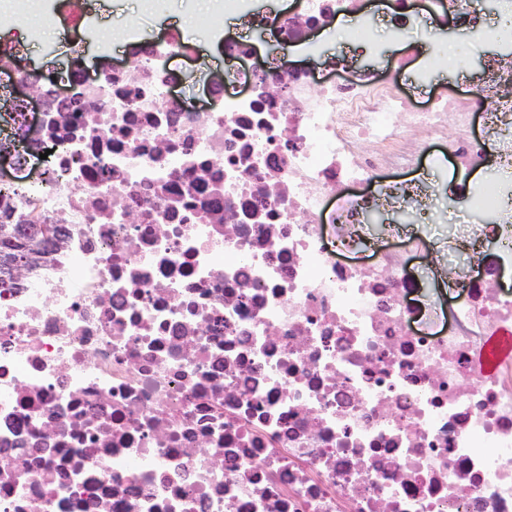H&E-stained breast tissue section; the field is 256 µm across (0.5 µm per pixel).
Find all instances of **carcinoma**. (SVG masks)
I'll return each mask as SVG.
<instances>
[{
    "label": "carcinoma",
    "instance_id": "1",
    "mask_svg": "<svg viewBox=\"0 0 512 512\" xmlns=\"http://www.w3.org/2000/svg\"><path fill=\"white\" fill-rule=\"evenodd\" d=\"M60 229L52 224L0 223V286L14 279L15 272L32 266L59 240Z\"/></svg>",
    "mask_w": 512,
    "mask_h": 512
}]
</instances>
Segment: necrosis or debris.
<instances>
[{"instance_id":"obj_1","label":"necrosis or debris","mask_w":512,"mask_h":512,"mask_svg":"<svg viewBox=\"0 0 512 512\" xmlns=\"http://www.w3.org/2000/svg\"><path fill=\"white\" fill-rule=\"evenodd\" d=\"M393 0L397 40L495 48L466 97L412 100L432 55L329 78L287 56L213 79L177 31L127 65L56 75L0 50V221L55 224L51 254L0 288V512H512V0ZM289 48L364 0H297L268 19ZM441 149L456 182L411 177ZM495 187L476 190L484 164ZM453 306L410 263L431 202ZM485 216L467 219L472 210ZM479 359L481 365L489 371L495 370L504 361L512 360V331L491 337Z\"/></svg>"}]
</instances>
